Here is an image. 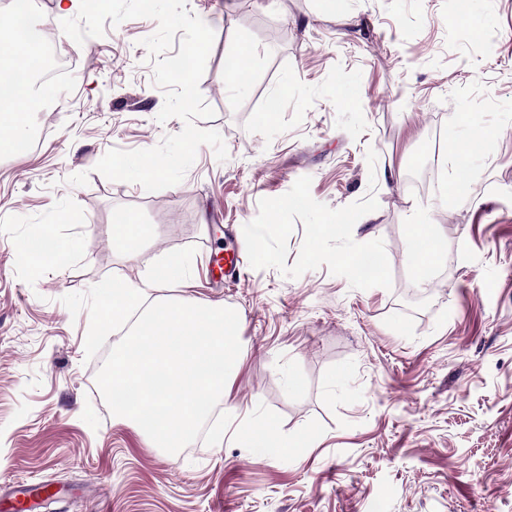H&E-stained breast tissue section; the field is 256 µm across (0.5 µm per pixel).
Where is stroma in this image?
Masks as SVG:
<instances>
[{"label": "stroma", "instance_id": "stroma-1", "mask_svg": "<svg viewBox=\"0 0 512 512\" xmlns=\"http://www.w3.org/2000/svg\"><path fill=\"white\" fill-rule=\"evenodd\" d=\"M187 8L215 33L199 83L215 115L197 125L225 161L200 146L155 192L95 171L184 126L157 119L148 18L60 36L78 60L61 111L35 147L0 155V486L41 488L34 512H512V0ZM243 47L235 85L224 58ZM478 128L493 137L458 164ZM391 169L404 176L386 191ZM417 210L444 252L424 281L408 264ZM123 217L149 229L132 262ZM338 221L357 234L328 232ZM45 238L80 248L28 274L21 248ZM232 246L241 276L215 287L208 258ZM186 247L191 280L157 294L237 311L232 404L288 453L228 438L169 454L103 399L89 313L62 297L139 281ZM345 253L381 274L357 277Z\"/></svg>", "mask_w": 512, "mask_h": 512}]
</instances>
